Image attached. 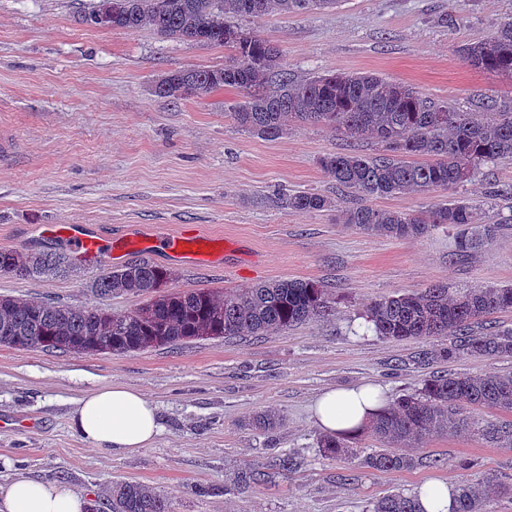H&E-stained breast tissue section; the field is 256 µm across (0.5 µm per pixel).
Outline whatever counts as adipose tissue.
Instances as JSON below:
<instances>
[{
  "label": "adipose tissue",
  "mask_w": 512,
  "mask_h": 512,
  "mask_svg": "<svg viewBox=\"0 0 512 512\" xmlns=\"http://www.w3.org/2000/svg\"><path fill=\"white\" fill-rule=\"evenodd\" d=\"M384 402L381 387L361 384L325 391L315 402L313 418L323 432L356 434ZM71 422L93 447L125 455L150 445L161 431L156 405L123 383L103 386L80 399ZM87 497L69 486L17 477L0 491V512H87Z\"/></svg>",
  "instance_id": "obj_1"
}]
</instances>
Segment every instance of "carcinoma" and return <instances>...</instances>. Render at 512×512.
Here are the masks:
<instances>
[{"label":"carcinoma","mask_w":512,"mask_h":512,"mask_svg":"<svg viewBox=\"0 0 512 512\" xmlns=\"http://www.w3.org/2000/svg\"><path fill=\"white\" fill-rule=\"evenodd\" d=\"M336 0H92L83 21L135 32L152 27L165 38L206 43L233 50L222 67L168 72L155 81L153 93L173 101L200 98L228 87L243 93L230 116L242 131L276 139L297 125L323 126L351 137L370 136L382 152L330 154L320 160L336 188L353 194L357 203L342 211V223L378 236L420 238L435 227L461 228L460 253H471L504 228L512 213L495 224L482 223L481 207L467 199L448 200L421 214L387 211L370 201L397 194H423L455 189L473 178L481 166L512 158V110L481 119L460 112L446 101H431L414 88L373 73L321 72L301 81L287 77L272 91L265 86L281 75L282 53L270 41L230 19L258 18L277 9L283 13L331 8ZM469 66L512 77V17L489 37L460 46ZM278 209L327 211L332 199L321 193L279 190L268 197ZM81 265L69 251L29 252L0 249V273L47 277ZM174 273L139 262L107 269L92 287L104 295L144 297L128 312L85 309L41 298L0 295V345L62 353L127 354L154 347L177 349L194 340L261 338L330 315L328 290L303 280L280 279L222 292L191 289L170 292ZM512 309V286L450 288L446 284L407 290L372 304L365 312L371 331L387 340L440 339L434 350L418 353L417 363L430 365L464 355L512 357V329L493 326L475 330L489 315ZM512 413V370L479 376L432 374L421 387L407 391L382 408L366 427L375 440L393 449L374 448L363 456L366 468L408 471L423 464L409 454L434 433L473 429L497 448H512V421L478 419L480 410ZM283 424L270 410L255 414L251 426L269 432ZM321 455L340 459L351 453L346 435L322 436ZM292 454L239 471L235 483L248 489L274 473L297 469ZM512 488L487 474L455 489L451 512H489V503ZM90 512H170L169 503L148 487L112 483V491ZM369 512H423L417 498L394 491L377 498Z\"/></svg>","instance_id":"cac0c4a2"}]
</instances>
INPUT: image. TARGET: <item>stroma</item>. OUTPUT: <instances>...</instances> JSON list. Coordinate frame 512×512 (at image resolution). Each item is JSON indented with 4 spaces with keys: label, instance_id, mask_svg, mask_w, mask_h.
Wrapping results in <instances>:
<instances>
[{
    "label": "stroma",
    "instance_id": "stroma-1",
    "mask_svg": "<svg viewBox=\"0 0 512 512\" xmlns=\"http://www.w3.org/2000/svg\"><path fill=\"white\" fill-rule=\"evenodd\" d=\"M89 0H0V247H66L50 224H86L102 241L91 262L52 278L0 275V294L127 312L140 297L101 295L93 280L147 260L173 271L168 290L238 288L279 279L328 288L332 316L261 339L200 340L177 349L121 355L18 350L0 345V486L26 476L69 485L88 498L117 480L150 487L171 512H365L391 491L431 480L457 484L494 472L512 480V448L470 432L430 436L417 456L437 468L363 467L376 440L360 433L353 453L321 456L311 405L320 393L356 384L387 398L418 387L430 370L480 375L512 370V357H461L426 369L412 357L433 340L390 341L363 331L367 307L399 291L512 286V230L475 254H458L445 225L421 238L365 234L340 224L353 206L324 173V156L378 153L374 139L301 125L274 140L236 127L242 95L220 88L172 101L151 93L157 76L223 66L230 48L170 41L82 21ZM512 0H339L330 11L271 13L241 20L280 47L288 77L375 73L445 100L463 112L488 101L512 107V78L468 66L462 44L491 35ZM512 185V160L484 168L457 192L398 194L373 206L416 213L458 195L482 203L492 185ZM333 197L323 212L282 211L264 202L278 189ZM191 232L210 241L206 263L171 256L163 240ZM119 381L158 407L162 430L148 447L116 456L70 427L78 399ZM272 408L284 424L250 429ZM304 454L296 472L240 492L241 469L279 453Z\"/></svg>",
    "mask_w": 512,
    "mask_h": 512
}]
</instances>
